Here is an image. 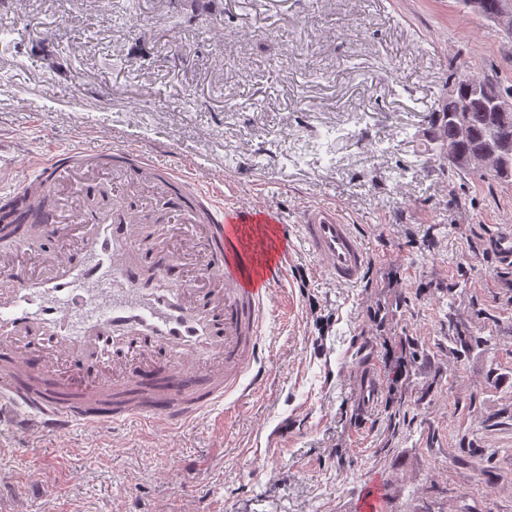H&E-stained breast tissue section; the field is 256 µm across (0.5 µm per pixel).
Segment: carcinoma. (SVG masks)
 <instances>
[{
    "instance_id": "1",
    "label": "carcinoma",
    "mask_w": 512,
    "mask_h": 512,
    "mask_svg": "<svg viewBox=\"0 0 512 512\" xmlns=\"http://www.w3.org/2000/svg\"><path fill=\"white\" fill-rule=\"evenodd\" d=\"M477 2L474 12L490 21H497L503 11L512 9V0H465ZM463 85L453 92H444L438 109L429 115L426 151L445 155L441 161L444 172L476 174L500 182L512 180V108L499 109L491 102L512 88L481 75L467 74ZM483 154L495 155L496 166L477 167L475 159ZM49 204L43 190L33 186L25 194L6 205H0V224L9 223L15 212Z\"/></svg>"
}]
</instances>
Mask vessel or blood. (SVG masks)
<instances>
[{"label":"vessel or blood","mask_w":512,"mask_h":512,"mask_svg":"<svg viewBox=\"0 0 512 512\" xmlns=\"http://www.w3.org/2000/svg\"><path fill=\"white\" fill-rule=\"evenodd\" d=\"M87 154L49 150L36 174L59 204L34 219V235H56L69 222L78 246L49 254L42 274L0 255V424L66 433L137 419L176 430L262 380L260 342L288 244L268 209L234 205L222 181L203 179L194 165L164 167L136 146H116L103 153L113 177L151 184L201 231L177 252L159 248L155 278L144 280L138 199L121 224L60 204L81 182ZM298 229L331 279L361 282L366 252L335 210L306 209ZM108 334L124 347L107 357Z\"/></svg>","instance_id":"b4317fda"}]
</instances>
